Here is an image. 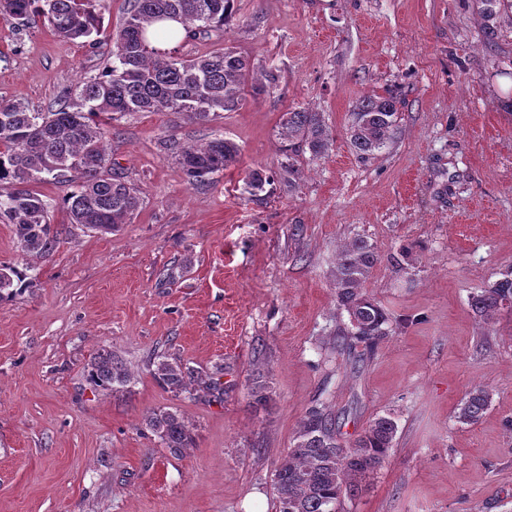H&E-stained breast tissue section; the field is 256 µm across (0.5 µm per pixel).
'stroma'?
<instances>
[{
    "mask_svg": "<svg viewBox=\"0 0 512 512\" xmlns=\"http://www.w3.org/2000/svg\"><path fill=\"white\" fill-rule=\"evenodd\" d=\"M223 47L276 71L277 87L207 122H107L112 164L143 193L130 223L70 224V181L39 186L61 232L49 256H24L0 224V264L28 280L0 305V512H276L275 470L315 405L344 441L379 415L398 425L346 512H512V308L486 321L471 307L512 271V11L489 21L479 0H238L223 34L177 45ZM108 52L0 18V100L49 111ZM395 85V138L360 161L352 107ZM296 107L323 113L328 151L298 157L296 187L279 178L251 193L252 169L280 171L278 126ZM218 137L240 160L208 185L161 148ZM359 236L382 257L363 290L390 333L341 351L336 255ZM101 347L133 372L124 392L89 384ZM158 353L223 363V399L161 388ZM257 373L270 388L260 409ZM476 386L491 402L467 425L457 413ZM162 408L183 414L193 447L171 454L145 429Z\"/></svg>",
    "mask_w": 512,
    "mask_h": 512,
    "instance_id": "obj_1",
    "label": "stroma"
}]
</instances>
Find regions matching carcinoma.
<instances>
[{
    "instance_id": "cac0c4a2",
    "label": "carcinoma",
    "mask_w": 512,
    "mask_h": 512,
    "mask_svg": "<svg viewBox=\"0 0 512 512\" xmlns=\"http://www.w3.org/2000/svg\"><path fill=\"white\" fill-rule=\"evenodd\" d=\"M104 8L103 0H0L5 17L26 23L43 20L63 40L92 49L112 45V62L64 94L57 108L34 112L24 99L0 101V224L12 225L25 254L47 256L60 243V234L50 223L52 204L34 188L37 183L63 182L72 172L80 174L77 191L67 195L63 205L70 223L91 231L111 232L141 208L140 189L112 170L105 129L97 121L100 115L174 112L204 121L238 110L247 97L265 94L278 80L273 70L229 47L190 57L155 46L160 39L176 36L166 22L181 25L193 37L223 31L234 14L235 0H129L123 23L113 35L104 27ZM399 104L395 89L355 102L349 134L359 158L375 157L392 141ZM279 136L290 182L299 178L296 157L306 150L321 155L332 141L322 113L307 108L284 113ZM164 149L172 152L194 184L213 180L237 163L240 153L224 138L186 147L171 143ZM248 180L256 193L275 182L273 173L262 168L251 170ZM378 263L376 247L362 237L346 243L337 255L336 301L350 323L348 329L338 328L339 344L354 337L372 345L388 335V313L362 292ZM0 273L6 279L0 287L2 305L25 285L26 273L11 265L1 266ZM508 301L512 303V272L474 295L472 309L489 321ZM153 365L154 380L176 396L192 390L224 393L222 364L206 371L161 354ZM87 376L96 388L114 393L124 391L132 380L127 364L106 348L91 354ZM489 403L490 393L474 388L459 408V422L476 423ZM143 423L174 453L193 446L192 430L176 410L148 411ZM397 430L393 418L378 416L353 443L344 444L329 415L319 407L310 408L295 443L275 470L276 512H343L345 499L358 492L362 480L389 456Z\"/></svg>"
}]
</instances>
